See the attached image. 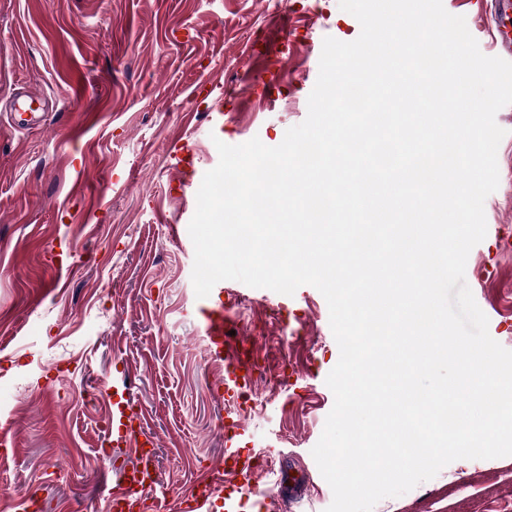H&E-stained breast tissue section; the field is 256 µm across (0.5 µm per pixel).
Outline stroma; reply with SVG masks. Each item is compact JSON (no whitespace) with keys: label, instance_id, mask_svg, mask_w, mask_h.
Instances as JSON below:
<instances>
[{"label":"stroma","instance_id":"stroma-1","mask_svg":"<svg viewBox=\"0 0 512 512\" xmlns=\"http://www.w3.org/2000/svg\"><path fill=\"white\" fill-rule=\"evenodd\" d=\"M494 0H443L484 55ZM339 0H0V512H105L130 453L99 425L124 391L159 442L161 488L138 512L174 501L219 466L224 403L213 383L187 232L217 142L279 145L307 116L325 37L355 40ZM45 111L16 131L10 108ZM497 124L499 186L465 280L512 350V104ZM194 165L181 167L176 145ZM180 236H173L171 226ZM227 314L275 373L257 381L250 446L271 449L245 512H325L333 493L311 454L340 357L314 287L287 296L224 283ZM292 475L300 496L267 494ZM512 456L459 459L373 512H512Z\"/></svg>","mask_w":512,"mask_h":512}]
</instances>
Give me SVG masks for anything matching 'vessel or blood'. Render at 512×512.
I'll return each mask as SVG.
<instances>
[{
  "label": "vessel or blood",
  "instance_id": "obj_1",
  "mask_svg": "<svg viewBox=\"0 0 512 512\" xmlns=\"http://www.w3.org/2000/svg\"><path fill=\"white\" fill-rule=\"evenodd\" d=\"M227 325L223 299L215 297L212 307L205 314L204 328L209 358L224 364V376L219 380L218 387L225 402L232 405L224 417V460L182 495L175 505V512H215L219 506L223 507L224 512H244L243 494L251 490L261 461L260 455L244 451L239 446L244 434L242 398L255 386L256 366L241 343L228 337ZM112 445L126 449L135 458L132 466L116 472L115 486L107 502L108 512H126L131 494L150 496L156 489L158 475L153 466L157 440L142 432L135 415L129 414L126 406L118 401L114 403L112 412ZM228 474L236 477L237 484L233 490L226 492L222 486Z\"/></svg>",
  "mask_w": 512,
  "mask_h": 512
}]
</instances>
